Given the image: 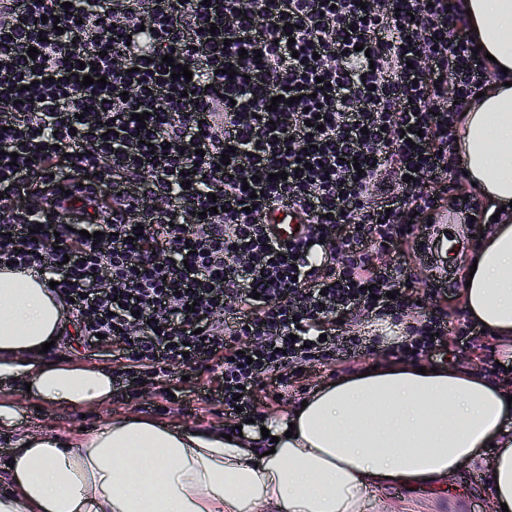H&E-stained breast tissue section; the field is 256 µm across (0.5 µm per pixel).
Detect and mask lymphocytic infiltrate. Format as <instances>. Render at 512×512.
I'll return each mask as SVG.
<instances>
[{
  "instance_id": "f902f5d3",
  "label": "lymphocytic infiltrate",
  "mask_w": 512,
  "mask_h": 512,
  "mask_svg": "<svg viewBox=\"0 0 512 512\" xmlns=\"http://www.w3.org/2000/svg\"><path fill=\"white\" fill-rule=\"evenodd\" d=\"M64 1L0 0V267L54 282L117 389L167 402L171 366L216 371L235 426L266 380L382 343L345 318L397 327L410 361L477 340L396 249L464 177L455 123L491 72L463 0ZM105 187L128 204L96 210ZM283 200L305 238L263 222Z\"/></svg>"
}]
</instances>
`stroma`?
Listing matches in <instances>:
<instances>
[{
	"mask_svg": "<svg viewBox=\"0 0 512 512\" xmlns=\"http://www.w3.org/2000/svg\"><path fill=\"white\" fill-rule=\"evenodd\" d=\"M465 253H457L452 259L453 274L447 284H440L432 266L419 259H411L410 267L421 270L427 276V287H439L436 303L449 314L455 326H464L468 313L462 300V285L465 279ZM447 354L442 362L451 367L476 370L491 382L505 379L512 381V372L494 370L495 362L503 361L504 356L490 335L479 336L471 345L457 343L455 337H446ZM389 347H375L371 354L359 356L335 366L318 368L307 378L301 379L293 388L287 389L282 402L268 403L269 414H279L289 406L298 403L321 384L363 369L372 361L391 358ZM207 373H199L181 382L185 395L181 402L173 404L166 412L153 408L154 399L148 394L112 399L105 404L82 409L72 405L41 406L38 399L29 396L22 386L10 390L0 389V400L18 405L21 412L19 423L11 429L0 431V461L6 459L10 448L28 434H45L67 439L79 435L81 429H95L105 425L112 418L126 414H142L174 428L195 427L213 428L224 424L222 407H211L194 397V390L205 386ZM485 477L481 471L466 473L455 488H404L389 487L375 495L372 512H489L490 497L485 487Z\"/></svg>",
	"mask_w": 512,
	"mask_h": 512,
	"instance_id": "35a3bbf8",
	"label": "stroma"
}]
</instances>
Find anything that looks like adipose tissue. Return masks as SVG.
Masks as SVG:
<instances>
[{
  "mask_svg": "<svg viewBox=\"0 0 512 512\" xmlns=\"http://www.w3.org/2000/svg\"><path fill=\"white\" fill-rule=\"evenodd\" d=\"M475 43L512 71V0H465ZM468 182L492 208L512 203V86L497 80L459 118ZM463 300L512 351V217L473 253ZM65 327L63 309L30 271L0 269V385H31L46 405L109 400L111 371L49 364L40 353ZM512 383L477 372L384 364L328 381L302 410L264 429L170 428L141 415L113 418L70 441L33 434L0 470V512H370L377 489L444 486L476 463L493 512L512 510ZM294 437H287V430Z\"/></svg>",
  "mask_w": 512,
  "mask_h": 512,
  "instance_id": "adipose-tissue-1",
  "label": "adipose tissue"
}]
</instances>
